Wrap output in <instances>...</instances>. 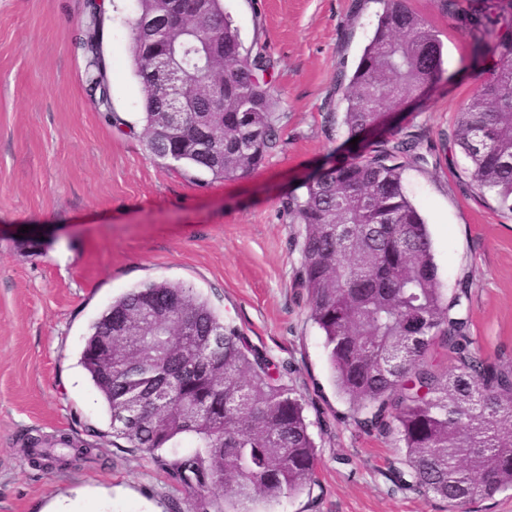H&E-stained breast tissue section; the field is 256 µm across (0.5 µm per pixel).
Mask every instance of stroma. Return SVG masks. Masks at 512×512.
<instances>
[{
    "label": "stroma",
    "mask_w": 512,
    "mask_h": 512,
    "mask_svg": "<svg viewBox=\"0 0 512 512\" xmlns=\"http://www.w3.org/2000/svg\"><path fill=\"white\" fill-rule=\"evenodd\" d=\"M435 26L443 73L425 95L371 132L419 135L424 161L403 185L433 239L441 285L467 280L471 336L491 362L512 360V213L471 181L448 137L481 66L437 0H411ZM244 48L274 65L285 143L250 176L206 187L162 165L143 138V94L128 22L137 0H109L102 50L111 117L87 81L80 36L88 0H0V512H195V498L150 454L103 444L100 459L39 469L27 433L108 429L80 363L89 328L116 297L147 282L192 286L258 350L291 364L287 382L323 427L309 492L272 512H448L397 489L392 438L366 434L329 379L327 352L298 285L300 228L285 196L327 160L351 155L339 74L374 33L379 0H224ZM43 239L32 249L19 236Z\"/></svg>",
    "instance_id": "35a3bbf8"
}]
</instances>
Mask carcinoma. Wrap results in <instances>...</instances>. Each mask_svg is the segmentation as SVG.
<instances>
[{"label":"carcinoma","instance_id":"carcinoma-1","mask_svg":"<svg viewBox=\"0 0 512 512\" xmlns=\"http://www.w3.org/2000/svg\"><path fill=\"white\" fill-rule=\"evenodd\" d=\"M375 33L349 75L339 78L347 140L361 150L329 163L283 202L301 227L300 285L309 317L324 336L332 382L361 430L394 439L396 471L407 490L465 509L512 489V361L489 363L473 347L463 298L468 284L443 291L426 224L402 184L405 161L418 158L413 134L365 141L381 112L398 110L442 74L436 31L408 0H382ZM93 23L81 45L97 66L91 83L112 116L101 51L102 8L90 4ZM468 32L483 77L457 113L450 135L471 162L477 188L494 193L512 213V0H440ZM177 43L194 67L191 112L174 133L160 127L164 98L142 87L143 134L150 152L202 185L234 182L258 170L281 144L277 98L265 78L262 53H242L223 0H188ZM136 75L155 42L136 19L129 22ZM224 46L221 64L210 60ZM224 81V111L201 88ZM209 130L210 152L191 142ZM168 310L154 330L139 325L116 337L112 373L104 376L100 346L110 323L148 307ZM224 337L215 357L201 346ZM433 346L448 352V370L427 359ZM81 363L109 415L108 432L88 429L91 443L68 434L55 442L68 453H32L39 465H78L98 458L100 443L122 440L150 454L183 436L197 450L165 461L179 485L197 494V512H255L311 489L318 452L306 402L284 382L278 365L224 323L209 302L183 283L149 282L112 301L91 326ZM152 416L129 426L118 417L129 404Z\"/></svg>","mask_w":512,"mask_h":512}]
</instances>
